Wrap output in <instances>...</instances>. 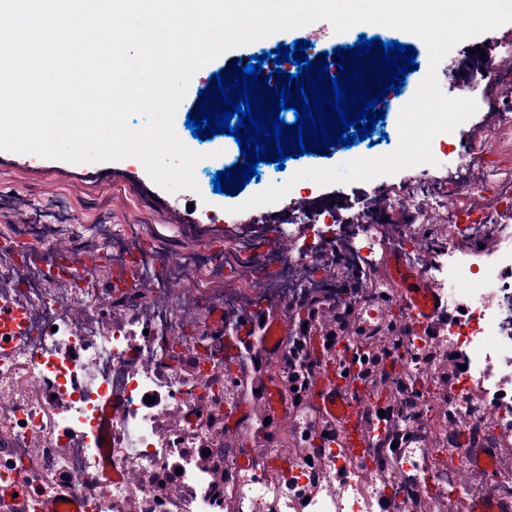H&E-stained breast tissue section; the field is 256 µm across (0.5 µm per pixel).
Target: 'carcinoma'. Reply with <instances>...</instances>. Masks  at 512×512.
Instances as JSON below:
<instances>
[{
	"mask_svg": "<svg viewBox=\"0 0 512 512\" xmlns=\"http://www.w3.org/2000/svg\"><path fill=\"white\" fill-rule=\"evenodd\" d=\"M340 255L332 256V263L342 273L339 279L321 281V288H335L343 292L357 293L370 284L367 276L347 255L344 248ZM313 277V271L301 280L303 291L283 309L284 319L295 345L285 362L269 363L259 359L256 344L261 335L263 310L251 312L252 330L246 336L237 337V352L224 359V383L232 386L239 398L249 401L256 415L252 429L253 447L268 448L278 438L280 426L271 419L266 405L267 386L275 388L278 396L290 403L312 399V390L318 377L325 372L323 363L339 360L341 352L336 346L348 336L361 337L358 372L353 378L371 385L373 392L382 397L388 408L385 426L375 436L374 447L382 450L392 447L400 428L399 418L410 413L418 404L422 390L416 389L420 378L397 376L387 371L386 361L403 346L405 330L397 320L383 328H366L355 307L350 303L329 304L313 292L305 289V283ZM269 423H264L265 419Z\"/></svg>",
	"mask_w": 512,
	"mask_h": 512,
	"instance_id": "1",
	"label": "carcinoma"
}]
</instances>
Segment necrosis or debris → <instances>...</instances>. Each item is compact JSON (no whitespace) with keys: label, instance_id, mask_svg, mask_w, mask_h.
Listing matches in <instances>:
<instances>
[{"label":"necrosis or debris","instance_id":"obj_1","mask_svg":"<svg viewBox=\"0 0 512 512\" xmlns=\"http://www.w3.org/2000/svg\"><path fill=\"white\" fill-rule=\"evenodd\" d=\"M485 153L482 137H472L459 176L427 177L390 199L400 210L431 195L443 218L431 229L362 224L350 234L309 212L303 221L313 238L274 243L270 288H193L200 272L223 277V257L200 250L162 258L143 250L132 228L96 225L114 267L135 257L158 275L140 304L116 316L110 292L59 286L65 265L48 254L60 239L79 238L81 225L38 222L0 236V303L16 311L0 326V441L7 446L0 473L23 471L46 498L59 480H77L91 512H414L415 499L468 493L458 478L466 453L449 447L441 431L400 438L387 457L374 448L358 457L331 440L315 453L277 446L243 460L253 414L243 401L228 406L218 360L205 355L226 341L212 334V316L237 314L257 298L281 311L297 272L324 262L326 244L341 240L374 287H388L377 269L396 248L440 295L445 309L434 330L398 315L410 354L395 370L427 384L414 422L446 418L477 431L486 445L500 444L495 469L505 472L512 465L504 451L512 444V225L491 222L478 201L512 204V180L486 166ZM463 229L492 240L493 249L467 250ZM428 232L441 244L430 259L422 244ZM439 349L457 357L452 381L434 366ZM111 398L121 411L112 419V445L103 448L93 430ZM229 419L239 431L232 448L219 436Z\"/></svg>","mask_w":512,"mask_h":512}]
</instances>
